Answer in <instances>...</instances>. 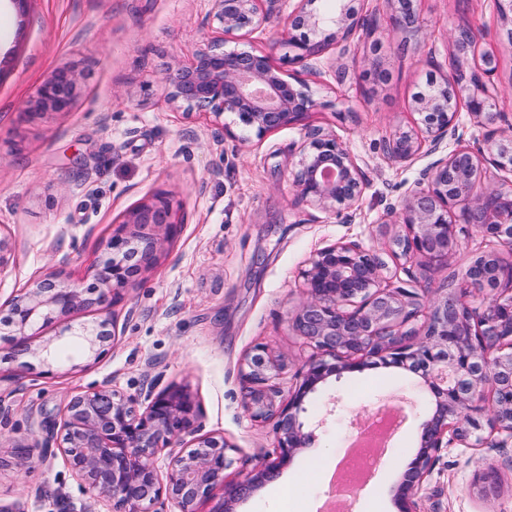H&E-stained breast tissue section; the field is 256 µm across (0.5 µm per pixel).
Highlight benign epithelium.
Returning <instances> with one entry per match:
<instances>
[{"instance_id": "7a95c632", "label": "benign epithelium", "mask_w": 512, "mask_h": 512, "mask_svg": "<svg viewBox=\"0 0 512 512\" xmlns=\"http://www.w3.org/2000/svg\"><path fill=\"white\" fill-rule=\"evenodd\" d=\"M281 0H213L207 24L220 38L200 50L189 66L169 63L160 74L168 103L185 114L205 111L225 134L243 145L282 128L304 130L294 151L291 172L297 196L316 210L340 213L359 207L366 174L336 133L306 123L317 106L304 81L291 83L256 49L226 48L265 30ZM396 29H419L415 0H384ZM369 37L364 5L334 0L330 11L296 0L283 18L280 42L288 63L319 73L318 59L333 46L347 51L356 33ZM484 33L464 24L453 36L450 68L428 74L427 90L413 97L417 128L398 129L386 141L393 164L414 162L425 143L437 150L447 139L458 140L460 112L486 128L483 146H461L434 161L407 191L399 206L380 218L395 227L389 239L393 258L422 267L443 269L456 251L462 225L477 227L491 247L466 275L464 289H440L423 322H418L425 291L392 285L386 263L356 241L338 240L316 250L300 272L303 298L288 317L293 335L316 351L289 388L281 384L288 357L255 344L240 360L238 374L250 419L271 425L274 451L264 462L238 469L236 448L220 437L199 434L198 409L182 387L143 397L121 394L107 386L70 400L54 423L62 439H47L14 449L15 466L62 458L84 490L107 507L106 512H200L199 505L222 497L210 512H235V505L273 481L307 447V403L331 379L382 360L418 374L417 392L427 401L418 450L395 487L396 512H422L419 502L432 475L437 454L457 443L471 448H502L512 440V189L488 188V168L512 172V136L496 126L500 116L489 84L499 69L494 52L476 54ZM82 75L62 69L29 100L35 111L70 109ZM235 116V132L224 116ZM458 211V220L451 219ZM178 223L166 192H158L123 212L119 227L104 244L102 259L86 281L61 276L44 279L14 297L5 317L15 352L30 354L50 368L58 343L82 340L86 358L97 360L115 338L109 309L118 303L133 278L157 260ZM96 308L103 318L74 329L66 321L76 312ZM61 323L52 339L31 344L38 324ZM191 437L185 449L170 448ZM167 452L164 468L157 460Z\"/></svg>"}]
</instances>
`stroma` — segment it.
Wrapping results in <instances>:
<instances>
[{
  "instance_id": "1",
  "label": "stroma",
  "mask_w": 512,
  "mask_h": 512,
  "mask_svg": "<svg viewBox=\"0 0 512 512\" xmlns=\"http://www.w3.org/2000/svg\"><path fill=\"white\" fill-rule=\"evenodd\" d=\"M212 0H30L19 11L0 0V236L12 254L0 271V306L53 274L84 277L100 257L114 219L166 191L181 219L157 263L112 309L116 337L88 366L43 374L9 358L0 342V454L43 440L74 396L101 386L127 395L156 386L185 388L202 433L224 437L238 465L252 468L275 440L243 407L238 364L254 344L287 355L284 383L312 351L288 328L301 297L299 272L316 249L344 238L388 254L377 222L436 156L391 164L384 143L414 127L412 97L431 63L448 67L450 35L482 29L481 47L499 70L500 126H512V42L495 0H418L421 28L411 47L382 0H366L375 25L347 55L328 51L320 75L286 66L277 23L241 40L271 53L289 81L309 83L319 101L309 124L335 131L368 184L349 217L313 212L288 180L300 128H284L235 150L209 115L186 116L167 102L158 77L169 62L190 63L215 40L206 24ZM74 68L84 85L70 111L35 114L27 106L58 70ZM476 228L460 236L447 269L412 266L419 287L437 289L484 249ZM413 373L376 364L346 374L318 394L307 419L314 437L274 481L237 512H320L331 489L322 464L342 462L346 445L369 428L392 396L406 397V420L384 448L374 479L360 485L349 512H394L391 489L413 458L426 404ZM0 505L22 512H96L97 502L60 459L0 471ZM425 512H512V443L503 448L442 449L426 485Z\"/></svg>"
}]
</instances>
